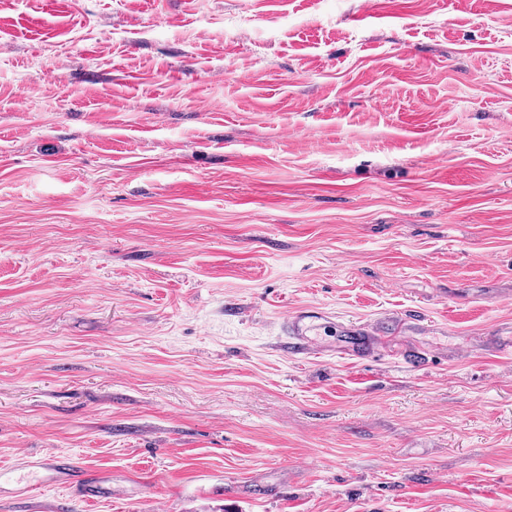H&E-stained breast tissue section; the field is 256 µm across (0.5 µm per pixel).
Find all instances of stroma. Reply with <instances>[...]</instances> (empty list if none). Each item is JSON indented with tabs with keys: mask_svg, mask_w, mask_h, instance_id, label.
I'll use <instances>...</instances> for the list:
<instances>
[{
	"mask_svg": "<svg viewBox=\"0 0 512 512\" xmlns=\"http://www.w3.org/2000/svg\"><path fill=\"white\" fill-rule=\"evenodd\" d=\"M511 340L512 0H0V512H512ZM317 307H305L287 315L284 320L285 332L294 340L293 349L297 354L312 355L320 351L316 342V322L323 318ZM342 332H349L354 336H344V346H342V352L345 356L351 359H364L372 354L371 345L365 340V337L361 333V328L346 325L341 326ZM349 339V341L347 340ZM42 479L38 484L27 488V492L36 497L49 482H58L67 490L80 491L84 496H98L102 489L99 476L86 468L81 462L70 456L55 455L39 463Z\"/></svg>",
	"mask_w": 512,
	"mask_h": 512,
	"instance_id": "obj_1",
	"label": "stroma"
}]
</instances>
